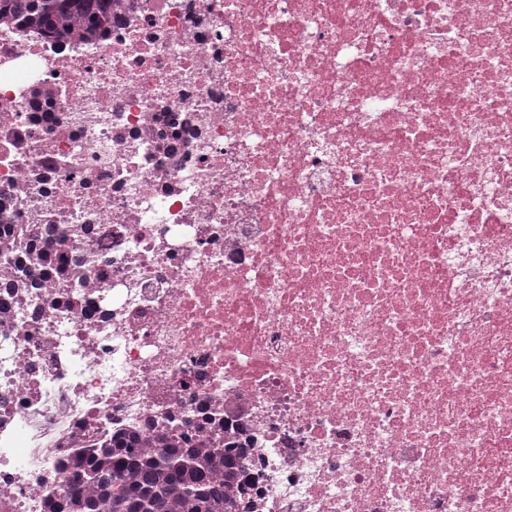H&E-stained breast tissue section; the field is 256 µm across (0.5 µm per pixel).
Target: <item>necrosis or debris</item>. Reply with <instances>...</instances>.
I'll list each match as a JSON object with an SVG mask.
<instances>
[{"label": "necrosis or debris", "instance_id": "necrosis-or-debris-1", "mask_svg": "<svg viewBox=\"0 0 512 512\" xmlns=\"http://www.w3.org/2000/svg\"><path fill=\"white\" fill-rule=\"evenodd\" d=\"M114 2L0 26V512L187 423L248 512H512V0Z\"/></svg>", "mask_w": 512, "mask_h": 512}]
</instances>
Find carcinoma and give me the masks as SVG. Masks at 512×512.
<instances>
[{"instance_id": "carcinoma-1", "label": "carcinoma", "mask_w": 512, "mask_h": 512, "mask_svg": "<svg viewBox=\"0 0 512 512\" xmlns=\"http://www.w3.org/2000/svg\"><path fill=\"white\" fill-rule=\"evenodd\" d=\"M57 34L77 19L103 26L111 21L107 0H0V18ZM247 449L196 448L193 439L161 433L153 448L137 435L78 459L64 495L50 512H235L226 488L237 481Z\"/></svg>"}]
</instances>
